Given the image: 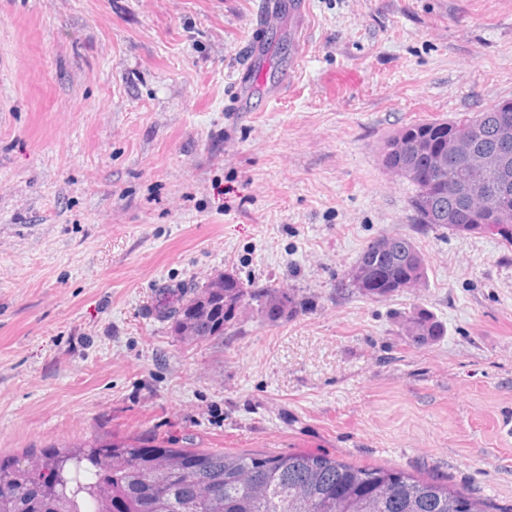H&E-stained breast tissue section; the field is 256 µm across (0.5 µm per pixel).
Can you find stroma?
Listing matches in <instances>:
<instances>
[{
  "mask_svg": "<svg viewBox=\"0 0 512 512\" xmlns=\"http://www.w3.org/2000/svg\"><path fill=\"white\" fill-rule=\"evenodd\" d=\"M257 2L0 0V454H328L512 512V248L419 228L381 157L512 98V0H309L300 56L280 11L232 112ZM382 234L426 284L342 290ZM224 273L300 305L208 342L156 317L160 288ZM415 306L444 336H404Z\"/></svg>",
  "mask_w": 512,
  "mask_h": 512,
  "instance_id": "obj_1",
  "label": "stroma"
}]
</instances>
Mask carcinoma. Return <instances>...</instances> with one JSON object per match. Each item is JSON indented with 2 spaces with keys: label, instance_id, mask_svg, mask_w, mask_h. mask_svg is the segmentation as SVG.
<instances>
[{
  "label": "carcinoma",
  "instance_id": "carcinoma-1",
  "mask_svg": "<svg viewBox=\"0 0 512 512\" xmlns=\"http://www.w3.org/2000/svg\"><path fill=\"white\" fill-rule=\"evenodd\" d=\"M498 107L459 121L429 120L401 129L404 158L413 167L411 208L415 223L432 229L490 233L512 245V211L490 208L498 175L477 178L479 193L448 186L458 176L459 160L448 171L433 172L422 157L426 132L441 141L448 132L467 139L473 151L497 153L512 178V128L502 129ZM346 274L344 288L384 299L428 278L423 252L411 239L381 235L360 253ZM193 299H188V296ZM255 310L276 321L297 309L295 293L272 285L245 284L230 273L204 288H164L156 314L176 336L211 341L224 335L238 310ZM404 335L427 343L444 335L434 314L415 307L404 316ZM0 512H501L470 489L434 479H418L398 469L355 466L326 455H268L198 448H170L154 439L132 443L101 437L79 448L43 450L35 455L0 458Z\"/></svg>",
  "mask_w": 512,
  "mask_h": 512
}]
</instances>
